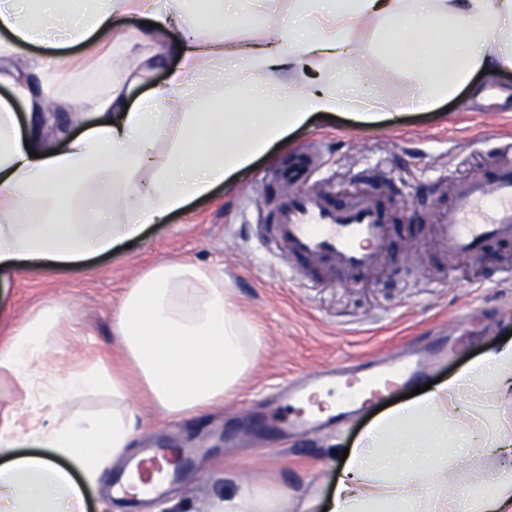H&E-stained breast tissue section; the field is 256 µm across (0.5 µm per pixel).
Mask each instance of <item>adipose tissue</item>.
I'll list each match as a JSON object with an SVG mask.
<instances>
[{"instance_id": "1", "label": "adipose tissue", "mask_w": 512, "mask_h": 512, "mask_svg": "<svg viewBox=\"0 0 512 512\" xmlns=\"http://www.w3.org/2000/svg\"><path fill=\"white\" fill-rule=\"evenodd\" d=\"M279 2L246 0L269 29L237 40L223 33L224 0H86L80 11L74 0H0V278L111 252L316 115L385 119L451 99L477 73L512 72V0H290L285 27L274 23ZM124 15L149 26L114 35ZM71 46L105 48L104 70L118 57L128 65L104 82L75 79L60 68ZM170 51L180 59L165 84L129 102L128 86ZM377 63L406 96L377 89ZM73 99L87 106L72 117L80 133L47 143L56 106ZM79 333L68 308L51 303L0 341V379L47 418L26 428L0 418V512H83L85 493L141 430L129 377L163 414L198 415L237 389L260 344L223 271L185 262L154 265L125 293L114 323L121 363L61 365L60 339ZM96 391L111 394V416L67 412ZM23 438L42 454L13 457ZM474 448L512 450V339L377 417L350 447L331 501L239 481L209 512H512V466L467 494L449 489Z\"/></svg>"}]
</instances>
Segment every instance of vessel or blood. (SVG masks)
<instances>
[{
    "mask_svg": "<svg viewBox=\"0 0 512 512\" xmlns=\"http://www.w3.org/2000/svg\"><path fill=\"white\" fill-rule=\"evenodd\" d=\"M446 240L450 251L476 256L493 240H512V165L499 168L487 181L463 180L456 184L449 207ZM275 232L289 252L297 257L326 256L344 270L361 272L371 268L386 235V218L381 203L362 200L339 206L324 195L302 191L284 197L275 215ZM415 361L395 359L389 366L357 361L327 371L325 379L335 380L342 399L329 415L300 413L289 417L290 426L319 430L345 418L361 397V388L379 394L392 385L410 379L417 372ZM325 379L294 383L289 399L299 401L323 390ZM168 458L162 449L137 464L143 483L160 490L154 473L162 472Z\"/></svg>",
    "mask_w": 512,
    "mask_h": 512,
    "instance_id": "vessel-or-blood-1",
    "label": "vessel or blood"
}]
</instances>
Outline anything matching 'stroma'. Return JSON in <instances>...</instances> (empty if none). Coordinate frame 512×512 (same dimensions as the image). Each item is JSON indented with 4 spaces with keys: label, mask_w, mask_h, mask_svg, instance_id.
<instances>
[{
    "label": "stroma",
    "mask_w": 512,
    "mask_h": 512,
    "mask_svg": "<svg viewBox=\"0 0 512 512\" xmlns=\"http://www.w3.org/2000/svg\"><path fill=\"white\" fill-rule=\"evenodd\" d=\"M511 139L512 72L477 75L456 97L390 120H314L290 130L210 198L148 225L130 247L68 266H28L1 283L0 336L56 301L81 329L63 337L64 353L115 355L114 315L143 273L162 261L216 265L261 337L254 370L205 414L164 417L133 388L143 433L127 459L109 466L108 481L88 492L86 512H205L212 493L230 489L228 473L301 494L332 492L343 448L380 406L456 375L512 332V242L489 244L474 258L456 255L441 222L457 181L512 163ZM299 150L317 159L305 189L339 203L380 200L387 238L371 269L348 273L323 258L290 263L269 216L282 192L273 172ZM416 344L423 375L358 407L340 426L311 437L269 427L268 400L289 379L348 359L400 357ZM148 442L194 459L165 496L114 497L111 476Z\"/></svg>",
    "instance_id": "1"
}]
</instances>
